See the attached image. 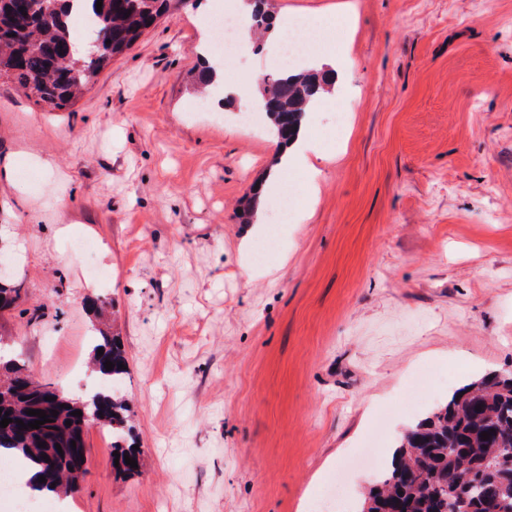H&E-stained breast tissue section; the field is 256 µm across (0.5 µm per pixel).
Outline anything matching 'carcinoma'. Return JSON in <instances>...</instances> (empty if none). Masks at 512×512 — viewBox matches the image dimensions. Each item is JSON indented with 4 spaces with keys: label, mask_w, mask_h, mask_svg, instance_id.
<instances>
[{
    "label": "carcinoma",
    "mask_w": 512,
    "mask_h": 512,
    "mask_svg": "<svg viewBox=\"0 0 512 512\" xmlns=\"http://www.w3.org/2000/svg\"><path fill=\"white\" fill-rule=\"evenodd\" d=\"M53 2L52 11L44 14L32 10L29 0H0V77L27 89L36 102L61 109L80 96L113 57L185 0H103L100 12L97 0ZM250 2L251 30H268L273 20L268 0ZM74 3L89 19V37L102 39L92 56L73 50L69 9ZM326 87L323 73L313 69L286 67L263 75L261 109L280 140L295 135L308 104ZM19 293V288L0 279V312L13 307ZM107 361L113 363L110 371L104 366ZM90 362L99 380L84 400L67 398L31 376L9 386L7 396L0 395V420L12 419L0 427V450L27 460L35 478L45 477L43 482H27L37 497L45 491L66 495L79 482L58 461L69 452L67 439L87 416L112 432V450L120 454L118 470L133 471L125 463L126 455L140 460V452L127 442L130 408L122 395L127 370L120 368L127 361L108 331L99 330ZM48 396L54 400H46ZM30 409L44 411L49 422L38 429H19L18 421L36 420L26 414ZM53 410L58 411L55 417ZM76 410L82 416L71 415ZM484 431L490 433L487 440L482 439ZM41 442L46 447H40ZM511 448L512 371L489 372L457 388L446 404L405 431L392 449L389 467L364 493L361 512H512Z\"/></svg>",
    "instance_id": "carcinoma-1"
}]
</instances>
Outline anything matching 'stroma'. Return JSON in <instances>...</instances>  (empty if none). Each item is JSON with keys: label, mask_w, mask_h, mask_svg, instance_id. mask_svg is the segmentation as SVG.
<instances>
[{"label": "stroma", "mask_w": 512, "mask_h": 512, "mask_svg": "<svg viewBox=\"0 0 512 512\" xmlns=\"http://www.w3.org/2000/svg\"><path fill=\"white\" fill-rule=\"evenodd\" d=\"M270 0L322 22L349 76L308 133L287 261L246 280L239 249L277 152L195 90L185 0L67 107L0 80V314L6 357L82 394L104 302L127 360L138 473L85 429L88 464L54 512H302L381 409L387 446L417 414L512 370V0Z\"/></svg>", "instance_id": "obj_1"}]
</instances>
